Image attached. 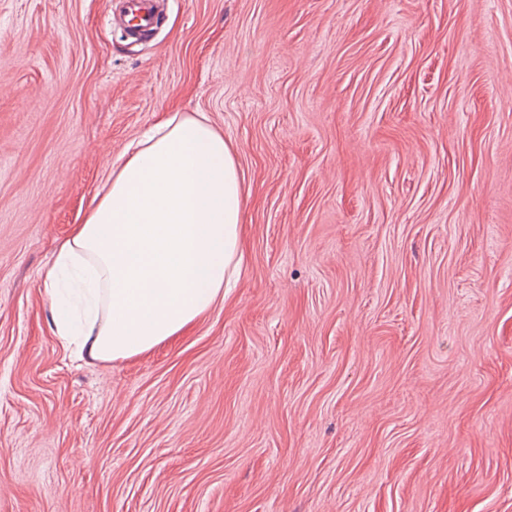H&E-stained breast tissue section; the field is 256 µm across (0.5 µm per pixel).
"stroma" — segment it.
<instances>
[{
	"label": "stroma",
	"instance_id": "obj_1",
	"mask_svg": "<svg viewBox=\"0 0 512 512\" xmlns=\"http://www.w3.org/2000/svg\"><path fill=\"white\" fill-rule=\"evenodd\" d=\"M0 0V512H512V0ZM236 146L235 288L72 361L41 277L169 112ZM127 11L137 18V22L129 27L134 34L151 32L156 24L154 0H124Z\"/></svg>",
	"mask_w": 512,
	"mask_h": 512
}]
</instances>
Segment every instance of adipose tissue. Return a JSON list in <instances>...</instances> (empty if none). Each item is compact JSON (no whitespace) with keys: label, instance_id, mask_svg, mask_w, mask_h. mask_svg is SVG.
<instances>
[{"label":"adipose tissue","instance_id":"obj_1","mask_svg":"<svg viewBox=\"0 0 512 512\" xmlns=\"http://www.w3.org/2000/svg\"><path fill=\"white\" fill-rule=\"evenodd\" d=\"M243 178L203 115L167 114L112 175L43 270L82 281L56 333L88 357L130 359L186 334L224 296L243 256Z\"/></svg>","mask_w":512,"mask_h":512}]
</instances>
